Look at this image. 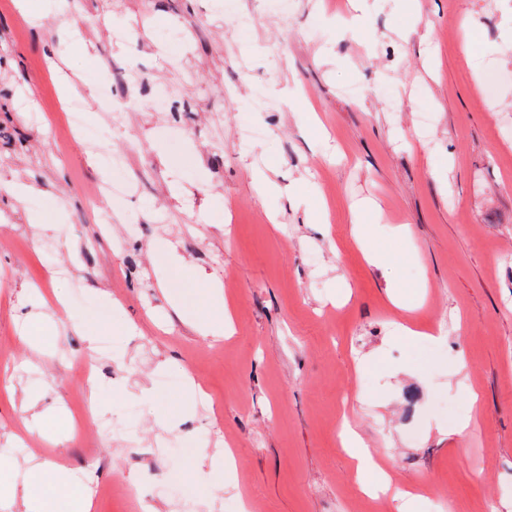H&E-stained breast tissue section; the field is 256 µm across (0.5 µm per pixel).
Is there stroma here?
Listing matches in <instances>:
<instances>
[{
    "mask_svg": "<svg viewBox=\"0 0 512 512\" xmlns=\"http://www.w3.org/2000/svg\"><path fill=\"white\" fill-rule=\"evenodd\" d=\"M31 4L34 26L0 0V177L33 187L0 191V376L18 390H0V455L65 468L94 512H200L204 478L182 451L207 436L238 464L218 512H400L359 492L347 410L426 487L420 512H512V0H362L354 27L336 20L346 0ZM89 15L84 45L60 36ZM64 78L124 159L134 192L119 205L79 190L109 169L59 148ZM366 199L383 209L362 218L379 268L353 241L349 206ZM320 201L326 232L307 221ZM226 280L234 333L199 335ZM394 291L441 342L399 335ZM34 318L37 351L19 340ZM85 366L101 403L86 422ZM469 384L481 409L461 440ZM24 394L40 421L23 422ZM162 407L171 429L153 425Z\"/></svg>",
    "mask_w": 512,
    "mask_h": 512,
    "instance_id": "stroma-1",
    "label": "stroma"
}]
</instances>
